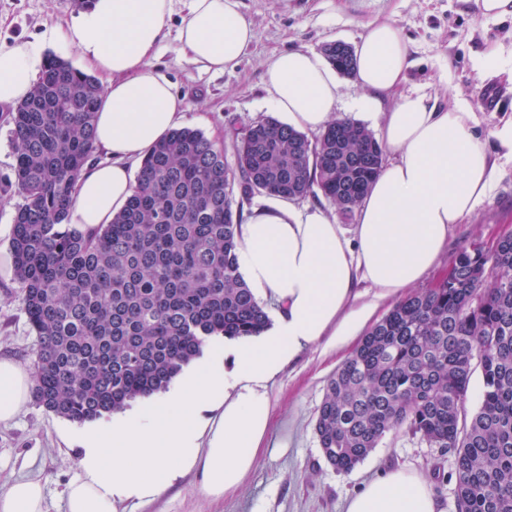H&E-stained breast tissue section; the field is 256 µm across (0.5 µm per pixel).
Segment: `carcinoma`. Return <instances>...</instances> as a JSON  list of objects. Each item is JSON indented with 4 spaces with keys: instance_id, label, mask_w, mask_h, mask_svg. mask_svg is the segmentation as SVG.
<instances>
[{
    "instance_id": "cac0c4a2",
    "label": "carcinoma",
    "mask_w": 512,
    "mask_h": 512,
    "mask_svg": "<svg viewBox=\"0 0 512 512\" xmlns=\"http://www.w3.org/2000/svg\"><path fill=\"white\" fill-rule=\"evenodd\" d=\"M100 82L48 56L11 113L23 198L11 237L14 278L37 349L34 397L84 422L166 390L213 337L271 324L240 272L243 202L255 194L323 196L351 215L384 163L361 123L338 119L311 139L273 119L227 132L189 127L156 144L110 224L68 223L94 160ZM453 273L396 303L329 377L315 432L338 472L403 430L456 457V512H512V236L461 250ZM480 404L466 413L475 369Z\"/></svg>"
}]
</instances>
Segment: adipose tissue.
Returning a JSON list of instances; mask_svg holds the SVG:
<instances>
[{
    "label": "adipose tissue",
    "mask_w": 512,
    "mask_h": 512,
    "mask_svg": "<svg viewBox=\"0 0 512 512\" xmlns=\"http://www.w3.org/2000/svg\"><path fill=\"white\" fill-rule=\"evenodd\" d=\"M173 0H94L90 11L59 26L85 69L104 83L96 144L107 161L86 165L70 221L111 223L132 193V174L156 143L178 128L185 105L153 57L175 37L184 62L219 73L238 64L254 37L240 0H187L173 20ZM357 105L378 112L388 154L346 232L326 206L297 207L276 198L252 206L240 226L241 273L255 294L277 308L272 329L231 340L185 371L176 390L87 430L66 488V512H117L127 501L148 502L186 471H197L209 499L236 493L268 443L269 382L308 348L322 352L352 341L377 299L397 295L435 267L455 225L489 198L499 166L486 151L478 120L464 103H439L407 92L413 62L392 19L369 22L355 44ZM40 47L21 41L0 47V105L33 90L43 70ZM268 105L289 126L317 133L332 121L342 95L337 71L319 54L293 49L264 63ZM29 373L0 359V422L30 401ZM0 512H45L36 479L0 485ZM345 512H439L426 481L401 470L368 482Z\"/></svg>",
    "instance_id": "obj_1"
}]
</instances>
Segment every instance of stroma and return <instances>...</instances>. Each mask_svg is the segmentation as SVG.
I'll list each match as a JSON object with an SVG mask.
<instances>
[{"mask_svg":"<svg viewBox=\"0 0 512 512\" xmlns=\"http://www.w3.org/2000/svg\"><path fill=\"white\" fill-rule=\"evenodd\" d=\"M256 38L235 68L220 74L198 72L183 63L175 40L164 43L156 62L186 105L183 124L223 140L229 127L270 117L263 64L272 51H320L330 41L354 43L369 21L395 20L414 62L407 89L434 85L440 102L469 104L490 155L499 152L492 135L500 118L512 115V15L480 16L474 0H241ZM73 0H0V47L40 40L44 54L81 68L78 51L51 39L56 22L78 15ZM496 51L500 64L483 59ZM15 165L10 109L0 106V357L32 370L36 341L23 312L13 274L11 235L23 199L7 183ZM512 232V165H504L490 197L466 223L456 225L437 268L421 283L430 288L447 273L455 255L475 242L490 243ZM351 354L305 351L273 384L272 446L260 457L245 485L219 500L203 499L188 474L153 502L120 504L118 512H345L349 498L381 473L402 470L425 479L441 512H455L453 453L429 447L404 432L388 434L353 471H335L324 459L315 423L330 375ZM81 423L59 417L36 403L10 422L0 423V484L28 476L45 487L46 512H65L64 491L78 470Z\"/></svg>","mask_w":512,"mask_h":512,"instance_id":"stroma-1","label":"stroma"}]
</instances>
